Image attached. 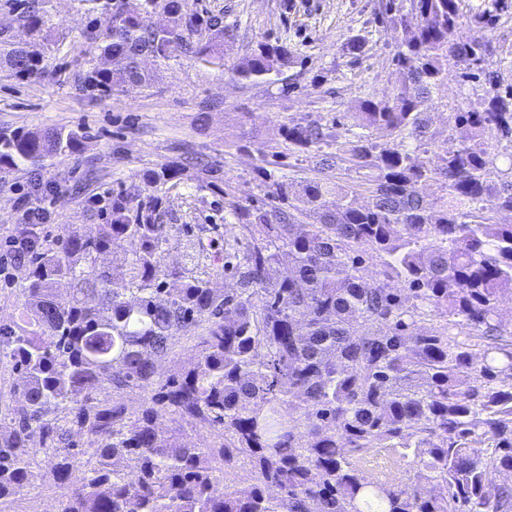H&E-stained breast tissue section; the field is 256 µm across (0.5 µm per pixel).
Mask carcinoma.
<instances>
[{
    "mask_svg": "<svg viewBox=\"0 0 512 512\" xmlns=\"http://www.w3.org/2000/svg\"><path fill=\"white\" fill-rule=\"evenodd\" d=\"M410 2L416 22L400 19L404 35L393 55L402 85L390 100L361 103L359 132L335 145L318 120L280 125L289 151L324 167L346 158L365 170L371 201L356 205L349 188L336 191L330 208L331 182L297 188L257 167L275 204L228 201L227 215L248 241L208 253L224 261L234 293L164 266L166 199L149 189L178 178L180 164L144 172L133 194H112L93 237L30 224L9 240L12 256L30 269L18 288L23 311L0 323V364L19 375L9 389L18 396L10 431L0 434V512H17L16 503L47 482L61 489L56 512H512V483L494 478L512 471V329L501 308L512 294V224L486 216L512 213V179L492 183L494 159L483 146L487 131L512 138V89L500 90L485 73L478 106L457 116L467 136L437 168L375 141V134L425 141L420 106L448 83L449 62L465 56L488 65L486 46L451 36L465 22L487 24L492 9L466 15L459 0ZM15 8L22 27L43 36L41 0ZM158 10L167 17L162 26L152 22ZM226 34L210 18L184 14L182 0H141L136 12L117 5L84 32L103 63L81 83L103 92L146 86L143 56L190 58L222 72ZM0 61L26 79L41 71L43 56L0 41ZM295 63L288 43L262 41L233 74L276 83ZM83 148V136L54 127L0 135V179ZM430 180L445 191L433 201L420 192ZM311 215L318 223H301ZM128 242L127 278L116 288L98 258ZM366 251L407 293L367 283ZM283 252L291 264L273 280ZM61 280L71 287L65 298L56 293ZM88 295L99 304L88 305ZM429 311L445 325L416 331ZM199 326L193 365L158 380L156 363L171 339ZM135 387L151 394L132 413L115 393ZM164 417L177 424L167 435L157 426ZM186 425L208 426L220 442L201 448L184 436ZM373 448L410 452L413 480L445 493L368 482L351 458ZM42 453L56 460L47 474L37 472ZM237 467L248 468L250 483L221 484ZM75 469L83 478L71 485Z\"/></svg>",
    "mask_w": 512,
    "mask_h": 512,
    "instance_id": "cac0c4a2",
    "label": "carcinoma"
}]
</instances>
